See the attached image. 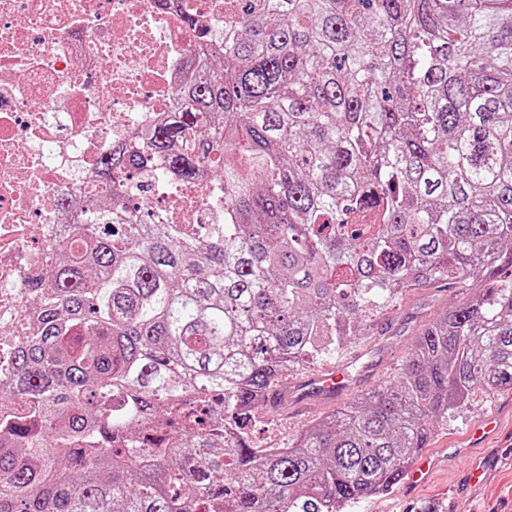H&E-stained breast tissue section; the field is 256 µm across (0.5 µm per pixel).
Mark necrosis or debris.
<instances>
[{"mask_svg":"<svg viewBox=\"0 0 512 512\" xmlns=\"http://www.w3.org/2000/svg\"><path fill=\"white\" fill-rule=\"evenodd\" d=\"M224 0H0V351L31 335L30 285L45 255L107 188L89 181L101 156L136 150L168 120L193 73L198 43ZM133 174L139 210L165 224H220L224 191L163 174Z\"/></svg>","mask_w":512,"mask_h":512,"instance_id":"necrosis-or-debris-1","label":"necrosis or debris"}]
</instances>
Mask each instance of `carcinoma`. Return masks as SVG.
I'll return each mask as SVG.
<instances>
[{
    "instance_id": "1",
    "label": "carcinoma",
    "mask_w": 512,
    "mask_h": 512,
    "mask_svg": "<svg viewBox=\"0 0 512 512\" xmlns=\"http://www.w3.org/2000/svg\"><path fill=\"white\" fill-rule=\"evenodd\" d=\"M197 36L174 118L101 158L112 207L34 286L0 382V512H341L512 388V0H224ZM151 155L223 184L224 223L143 222L114 173ZM470 279L393 381L256 445L274 385Z\"/></svg>"
}]
</instances>
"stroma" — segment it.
Here are the masks:
<instances>
[{
	"instance_id": "obj_1",
	"label": "stroma",
	"mask_w": 512,
	"mask_h": 512,
	"mask_svg": "<svg viewBox=\"0 0 512 512\" xmlns=\"http://www.w3.org/2000/svg\"><path fill=\"white\" fill-rule=\"evenodd\" d=\"M473 286L470 280L440 282L404 297L397 307L372 317L363 336L335 360L336 366L344 368L349 376L352 391L393 380L401 371L415 331ZM331 409V403L317 399L302 414L288 411L260 415L252 430L253 438L263 446L283 444ZM492 414L504 415L505 420L497 442L480 458L491 470L483 483H467L466 476L478 458L466 454L457 457L452 466L439 468L430 483L418 491H409L402 482L387 494L348 503L342 512H427L431 503L439 512H512V390L476 393L465 406L449 413L447 420L434 424L426 452L443 455L464 438L474 423Z\"/></svg>"
}]
</instances>
